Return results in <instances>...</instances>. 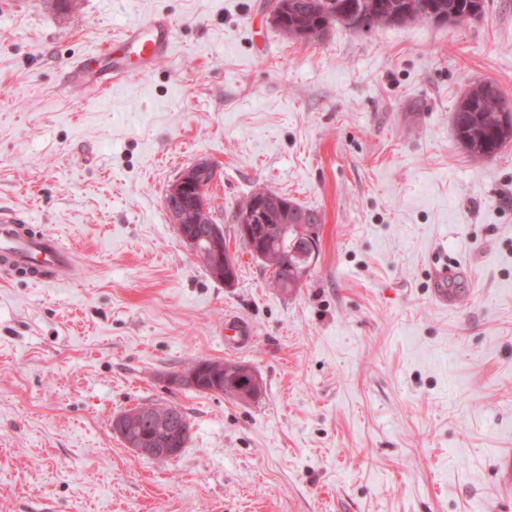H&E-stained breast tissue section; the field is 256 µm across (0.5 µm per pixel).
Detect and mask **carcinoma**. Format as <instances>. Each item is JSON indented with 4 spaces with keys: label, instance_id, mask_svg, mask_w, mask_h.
Masks as SVG:
<instances>
[{
    "label": "carcinoma",
    "instance_id": "cac0c4a2",
    "mask_svg": "<svg viewBox=\"0 0 512 512\" xmlns=\"http://www.w3.org/2000/svg\"><path fill=\"white\" fill-rule=\"evenodd\" d=\"M485 11V0H275L273 13L275 24L287 36L307 41L321 38L331 24L352 26V17L360 19L359 28L369 30L379 25L403 26L410 22L433 20L440 15L452 18L455 15L470 13L480 17ZM493 84L489 81L474 84L459 102L455 112V130L459 143L473 158L487 160L496 156L500 148L512 140V121H505L500 112L502 97L490 92ZM273 190L266 187L251 192L237 207L232 222H237L238 214L253 207L256 202L266 200ZM288 206L281 212L277 206H268L263 212L262 222L257 224L256 240L263 251L265 267L272 269V284L289 294L295 293L304 285L300 270L310 261V256L319 252L320 238L312 240V245L292 249L291 240L276 237V231L284 217H294L301 212L319 224L320 215L307 209L288 196H282ZM188 228L199 232L215 222L212 212L201 214L194 203L184 207ZM198 364L207 367L200 378L199 387L209 389L214 381L224 385V396L240 399V392H261L262 383H253L254 372L245 364L235 361H213L201 359Z\"/></svg>",
    "mask_w": 512,
    "mask_h": 512
}]
</instances>
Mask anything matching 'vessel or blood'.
I'll return each mask as SVG.
<instances>
[{
  "label": "vessel or blood",
  "instance_id": "1",
  "mask_svg": "<svg viewBox=\"0 0 512 512\" xmlns=\"http://www.w3.org/2000/svg\"><path fill=\"white\" fill-rule=\"evenodd\" d=\"M172 29L158 16L128 28L104 48L85 55L64 70L66 88L79 95L97 96L113 83L144 72L169 55ZM75 267L73 250L61 239L31 233L13 213L0 215V269L8 274L25 272L41 282L68 276Z\"/></svg>",
  "mask_w": 512,
  "mask_h": 512
}]
</instances>
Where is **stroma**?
I'll return each mask as SVG.
<instances>
[{"label": "stroma", "instance_id": "obj_1", "mask_svg": "<svg viewBox=\"0 0 512 512\" xmlns=\"http://www.w3.org/2000/svg\"><path fill=\"white\" fill-rule=\"evenodd\" d=\"M157 15L173 49L149 73L64 86ZM481 81L512 104V0L315 42L271 0H0V210L79 252L74 281L0 272V512H512V141L476 160L453 126ZM200 160L230 287L165 205ZM259 186L322 218L300 292L232 233ZM436 254L460 263L448 306ZM203 358L249 366L258 397L178 384ZM144 403L187 415L175 460L113 433Z\"/></svg>", "mask_w": 512, "mask_h": 512}]
</instances>
